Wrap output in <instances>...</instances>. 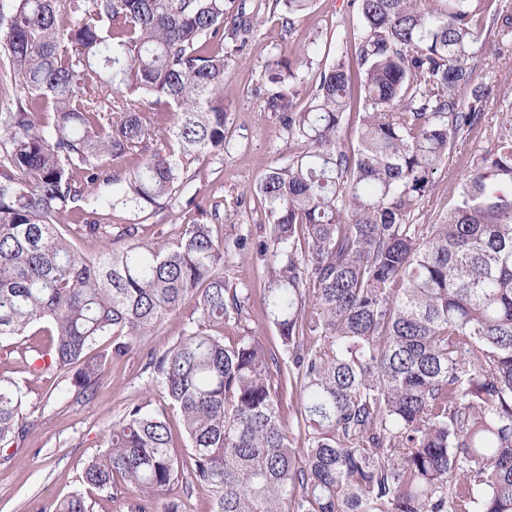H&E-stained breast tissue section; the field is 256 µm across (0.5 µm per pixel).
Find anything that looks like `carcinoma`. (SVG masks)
<instances>
[{
  "label": "carcinoma",
  "mask_w": 512,
  "mask_h": 512,
  "mask_svg": "<svg viewBox=\"0 0 512 512\" xmlns=\"http://www.w3.org/2000/svg\"><path fill=\"white\" fill-rule=\"evenodd\" d=\"M314 0H10L0 4V339L48 325L49 344L17 364L57 373L58 394L92 397L106 364L194 303L198 323L241 320L248 295L219 269L230 248L210 225L174 244L115 246L85 206L100 181L141 211L162 209L191 159L226 144L224 82L270 11L289 28ZM480 0H352L362 31L297 107L301 84L271 91L308 150L267 172L264 311L281 353L255 337L191 329L151 357L189 449L171 450L165 406L145 397L113 426L82 481L134 494V512H180L187 475L215 492L214 512H512V114L495 148L434 224H415L455 143L482 126V36L512 15ZM363 71L356 143L351 67ZM163 98L169 145L143 107ZM51 105L53 121L42 106ZM132 164L126 177L112 162ZM105 240L95 257L63 233ZM111 342L104 356L87 351ZM297 391L303 447L280 418ZM27 392L0 373V447L23 439ZM53 512H93L81 493Z\"/></svg>",
  "instance_id": "carcinoma-1"
}]
</instances>
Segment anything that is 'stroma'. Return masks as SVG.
<instances>
[{"label":"stroma","mask_w":512,"mask_h":512,"mask_svg":"<svg viewBox=\"0 0 512 512\" xmlns=\"http://www.w3.org/2000/svg\"><path fill=\"white\" fill-rule=\"evenodd\" d=\"M360 30L361 20L350 0H315L289 29L283 28L277 17L263 15L249 46L231 63L224 85L229 110L223 153H205L193 161L171 207L154 215L117 203L115 186L101 184L96 208L102 222L116 233L125 225H138V238L145 243L172 242L195 218L197 206L214 202L218 213L207 216L206 221L215 237L227 241L242 235L252 241L263 239L266 217L254 188L272 167L307 149L305 142L289 137L276 115L264 109L262 90L270 75L267 64L276 55L296 58L302 47H309L299 75L306 84H315ZM501 45L500 35L491 34L485 37L481 50L485 62L481 76L492 89L485 121L475 133L456 143L439 169L430 201L417 216V223H435L453 207L456 188L470 171L473 158L494 145L501 114L512 105V62L497 59ZM266 263L265 256L253 249L226 259L225 281L247 290L249 300L241 324L213 327V334L230 341L246 331L266 347H277L276 329L265 318L262 303ZM192 315V306H185L142 337L126 357L107 365L93 398H74L62 404L54 400L63 386L60 378L51 374L33 377L18 371L9 353L14 345H47L43 329L36 326L13 340L0 341V372L28 382L27 413L35 422L23 440L9 447L10 461H0V512H27L32 501L49 510L57 500L81 490L86 465L104 449L113 425L127 406L146 395L159 396L148 359L179 344L192 326Z\"/></svg>","instance_id":"obj_1"}]
</instances>
